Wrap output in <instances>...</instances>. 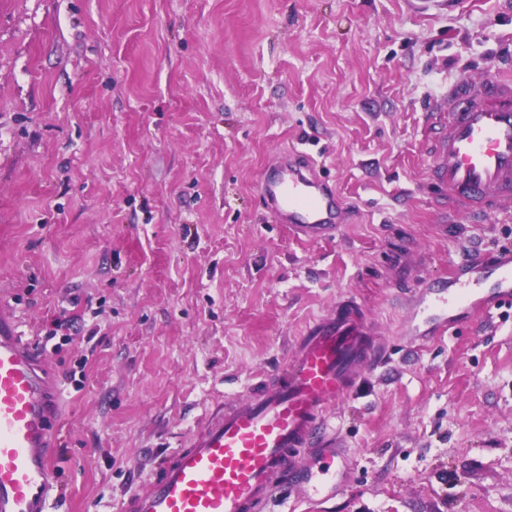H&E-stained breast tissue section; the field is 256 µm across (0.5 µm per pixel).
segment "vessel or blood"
<instances>
[{
  "instance_id": "vessel-or-blood-1",
  "label": "vessel or blood",
  "mask_w": 512,
  "mask_h": 512,
  "mask_svg": "<svg viewBox=\"0 0 512 512\" xmlns=\"http://www.w3.org/2000/svg\"><path fill=\"white\" fill-rule=\"evenodd\" d=\"M429 179L441 204L472 217L498 212L512 199V79L488 72L448 84V106L428 113ZM262 190L295 235L335 238L339 207L309 156L295 152L287 170ZM474 279L431 286L429 317L437 335L470 314L512 308V254L469 261ZM381 348L355 301L310 324L294 355L249 388L247 401L225 403L204 418L184 448L172 450L153 475L129 489L119 512H263L288 483L312 489L329 467L302 469L299 456L327 445L330 408L348 396L361 369ZM61 425L59 389L35 343L10 314L0 315V512H49L56 464L49 453Z\"/></svg>"
}]
</instances>
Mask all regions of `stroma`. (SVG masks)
<instances>
[{
  "mask_svg": "<svg viewBox=\"0 0 512 512\" xmlns=\"http://www.w3.org/2000/svg\"><path fill=\"white\" fill-rule=\"evenodd\" d=\"M491 70L512 0H0V312L35 342L72 324L44 351L59 512H117L348 299L385 357L332 411L336 490L264 512H512V310L425 338L403 300L512 251V202L446 214L427 173V111ZM294 150L335 239L260 193Z\"/></svg>",
  "mask_w": 512,
  "mask_h": 512,
  "instance_id": "1",
  "label": "stroma"
}]
</instances>
